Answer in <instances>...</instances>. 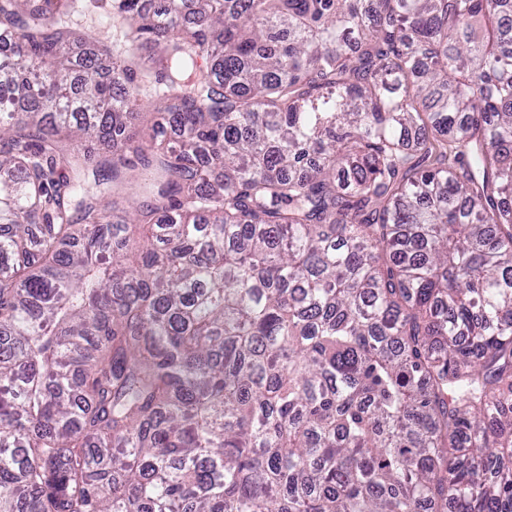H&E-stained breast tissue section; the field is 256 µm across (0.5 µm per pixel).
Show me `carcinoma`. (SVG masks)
<instances>
[{
    "label": "carcinoma",
    "instance_id": "cac0c4a2",
    "mask_svg": "<svg viewBox=\"0 0 512 512\" xmlns=\"http://www.w3.org/2000/svg\"><path fill=\"white\" fill-rule=\"evenodd\" d=\"M79 2L0 0V512H512V0H112L107 78ZM132 173L136 174V176L138 178V182L136 183V184H138L137 186H139V184L142 186L144 183L150 182V178L152 176L150 171L142 169V167L139 164H137L135 171ZM137 186L135 185L134 189L127 191L126 194L121 193L119 196H116L114 198L112 197V194L105 195L104 200L102 201L103 202L102 208L105 209V213L108 214L110 211H112V201L113 200L116 201V205L119 208H123L125 210L129 209V207L131 206L132 202L135 199H139L140 201H143L144 197H143L141 188L139 189V196L137 197L135 195V192L138 190Z\"/></svg>",
    "mask_w": 512,
    "mask_h": 512
}]
</instances>
